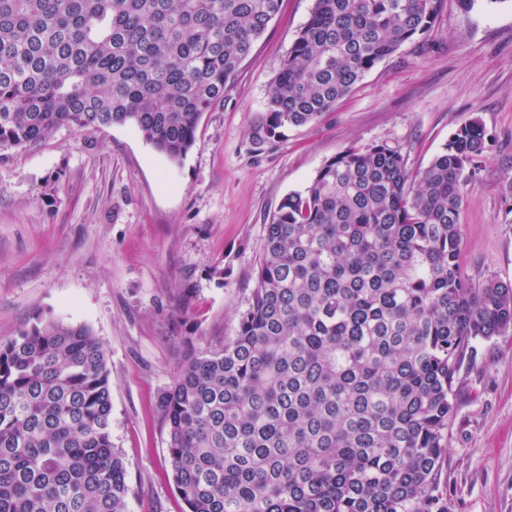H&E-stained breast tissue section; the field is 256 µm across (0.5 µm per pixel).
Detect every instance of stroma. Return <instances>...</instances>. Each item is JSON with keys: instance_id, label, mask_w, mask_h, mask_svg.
Here are the masks:
<instances>
[{"instance_id": "stroma-1", "label": "stroma", "mask_w": 512, "mask_h": 512, "mask_svg": "<svg viewBox=\"0 0 512 512\" xmlns=\"http://www.w3.org/2000/svg\"><path fill=\"white\" fill-rule=\"evenodd\" d=\"M313 4L281 0L182 163L128 125L63 128L0 161V340L39 318L92 329L112 377L127 512H184L158 399L189 347L235 334L265 224L340 152L385 143L416 173L478 119L487 149L463 190L460 267L476 282H512V0L466 10L442 0L430 30L334 110L252 152L250 133ZM457 392L441 471L448 512H512V331L476 343Z\"/></svg>"}]
</instances>
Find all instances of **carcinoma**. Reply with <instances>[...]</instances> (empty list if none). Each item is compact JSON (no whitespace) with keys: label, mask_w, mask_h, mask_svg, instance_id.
Listing matches in <instances>:
<instances>
[{"label":"carcinoma","mask_w":512,"mask_h":512,"mask_svg":"<svg viewBox=\"0 0 512 512\" xmlns=\"http://www.w3.org/2000/svg\"><path fill=\"white\" fill-rule=\"evenodd\" d=\"M440 0H314L250 138L336 105L430 28ZM279 0H0V160L62 128L135 127L178 164ZM486 151L462 124L413 174L350 148L266 225L235 335L186 352L159 398L185 512H448L440 469L473 343L512 329V283L459 263L463 187ZM112 378L90 327L0 341V512H126Z\"/></svg>","instance_id":"obj_1"}]
</instances>
